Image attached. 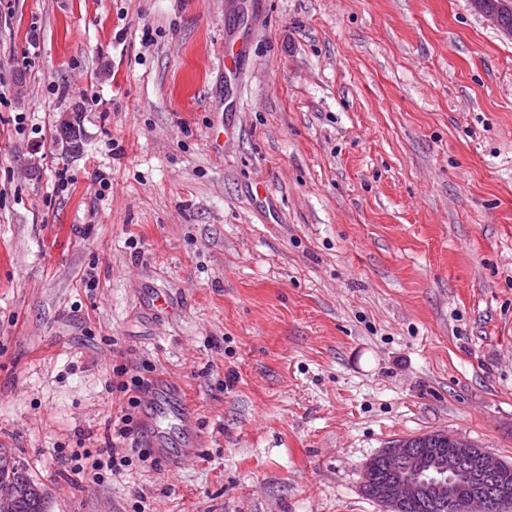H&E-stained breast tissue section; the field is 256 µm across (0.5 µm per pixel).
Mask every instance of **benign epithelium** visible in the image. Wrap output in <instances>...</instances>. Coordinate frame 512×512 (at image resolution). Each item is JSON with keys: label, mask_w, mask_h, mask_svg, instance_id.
Returning a JSON list of instances; mask_svg holds the SVG:
<instances>
[{"label": "benign epithelium", "mask_w": 512, "mask_h": 512, "mask_svg": "<svg viewBox=\"0 0 512 512\" xmlns=\"http://www.w3.org/2000/svg\"><path fill=\"white\" fill-rule=\"evenodd\" d=\"M456 445L464 449V455L456 458L441 459L436 462L437 470L442 475L439 482L420 476L408 475L412 457L410 444L398 439L384 449V455L399 478L376 489V496L382 503L383 512H401L404 502L409 498L428 497L431 484H437L438 500L448 504L452 512H498L499 497L479 489L468 497L460 499L455 494V486L461 480L479 481L484 484L494 479L502 469L503 463L492 453L483 450L478 452L477 467L467 470L464 467V456L473 455L475 443L460 434H452ZM0 512H17L21 501L26 497L28 488L13 482L0 483Z\"/></svg>", "instance_id": "1"}]
</instances>
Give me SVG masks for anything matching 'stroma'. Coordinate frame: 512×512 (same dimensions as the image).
<instances>
[{"label":"stroma","instance_id":"1","mask_svg":"<svg viewBox=\"0 0 512 512\" xmlns=\"http://www.w3.org/2000/svg\"><path fill=\"white\" fill-rule=\"evenodd\" d=\"M118 368L196 456L116 438ZM444 430L512 464V34L471 0H0V448L50 512H383L365 462ZM147 404L150 408V413L145 416L142 421V426L145 429L144 433L150 434L153 448L160 456L170 457L172 462L179 463L183 458L190 457L194 454L195 448H182L180 456H171L164 444L159 442L156 438V419H159L161 414L172 416L179 426V430L185 437L191 438L195 427V417L189 407L182 403L181 398L171 391L167 386L157 384L153 391L147 397Z\"/></svg>","mask_w":512,"mask_h":512}]
</instances>
